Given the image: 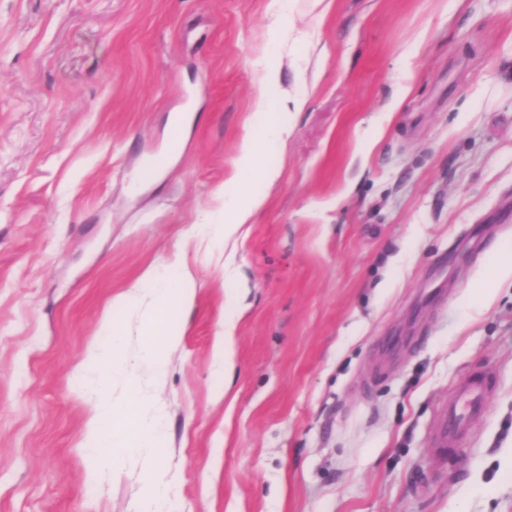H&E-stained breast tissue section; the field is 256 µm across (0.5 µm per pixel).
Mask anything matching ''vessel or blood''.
<instances>
[{"label": "vessel or blood", "instance_id": "1", "mask_svg": "<svg viewBox=\"0 0 512 512\" xmlns=\"http://www.w3.org/2000/svg\"><path fill=\"white\" fill-rule=\"evenodd\" d=\"M490 393L491 382L481 374L468 376L455 386L448 401L442 404L439 411L435 439L439 454L443 455L458 448L473 422L484 414Z\"/></svg>", "mask_w": 512, "mask_h": 512}]
</instances>
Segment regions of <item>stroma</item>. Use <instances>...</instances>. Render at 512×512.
Returning a JSON list of instances; mask_svg holds the SVG:
<instances>
[{"mask_svg":"<svg viewBox=\"0 0 512 512\" xmlns=\"http://www.w3.org/2000/svg\"><path fill=\"white\" fill-rule=\"evenodd\" d=\"M0 0V512H138L144 461L86 477L111 389L79 373L149 265L197 298L151 388L174 512H512V0ZM309 100L245 239L192 237L265 94ZM411 86L387 114L397 81ZM180 147L170 148L172 128ZM246 285L215 373L224 266ZM474 372L490 406L435 455ZM222 399H214L218 389ZM509 278H512V252L510 248H505L499 252L494 268L470 285L471 301L480 302L490 294L492 284Z\"/></svg>","mask_w":512,"mask_h":512,"instance_id":"stroma-1","label":"stroma"}]
</instances>
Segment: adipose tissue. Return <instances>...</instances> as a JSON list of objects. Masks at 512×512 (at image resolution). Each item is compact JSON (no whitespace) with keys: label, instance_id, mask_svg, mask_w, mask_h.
<instances>
[{"label":"adipose tissue","instance_id":"obj_1","mask_svg":"<svg viewBox=\"0 0 512 512\" xmlns=\"http://www.w3.org/2000/svg\"><path fill=\"white\" fill-rule=\"evenodd\" d=\"M308 101L307 90H300L288 100L266 102L261 111L254 113L247 135L243 138L233 162L232 171L224 182L222 221L196 225L197 235L210 244L222 246L237 240L245 233V226L268 202L267 188L279 177L277 166L266 164V152L277 144L285 143L294 132L295 116ZM224 330L219 334L212 357L217 369L231 372L234 365L233 333L237 316L241 312L238 290L224 294Z\"/></svg>","mask_w":512,"mask_h":512}]
</instances>
